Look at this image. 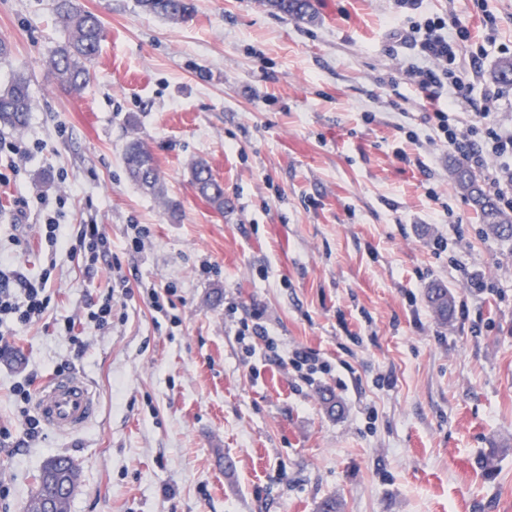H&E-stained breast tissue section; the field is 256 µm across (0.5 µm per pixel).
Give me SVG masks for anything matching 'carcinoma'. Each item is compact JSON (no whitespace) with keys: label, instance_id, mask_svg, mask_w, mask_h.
I'll return each instance as SVG.
<instances>
[{"label":"carcinoma","instance_id":"cac0c4a2","mask_svg":"<svg viewBox=\"0 0 512 512\" xmlns=\"http://www.w3.org/2000/svg\"><path fill=\"white\" fill-rule=\"evenodd\" d=\"M141 11L155 17L185 22L192 16L191 0H137ZM267 5L276 14L298 21L311 22L314 10L311 0H267ZM58 22L67 32V38L51 52L46 65L55 79L72 91H79L90 81L91 69L100 50L103 25L98 16L81 12L72 0H54ZM493 79L503 85H512V58L501 60L493 71ZM32 108L28 77L20 72L13 74L6 84L0 85V126L23 128ZM124 163L130 180L144 192L160 193L159 181L150 148L134 139L126 144ZM192 183L196 191L214 209L224 211V187L213 176L204 162L196 163L192 169ZM453 180L480 211L487 234L500 240L512 239V213L504 211L479 184L471 170L462 162L453 168ZM429 307L437 318L448 322L453 316L454 299L448 289L431 285L425 292ZM79 476L74 462L65 456L47 459L36 477L35 491L31 496L27 512L55 503L72 478Z\"/></svg>","mask_w":512,"mask_h":512}]
</instances>
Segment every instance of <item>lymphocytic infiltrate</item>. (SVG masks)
<instances>
[{
    "instance_id": "lymphocytic-infiltrate-1",
    "label": "lymphocytic infiltrate",
    "mask_w": 512,
    "mask_h": 512,
    "mask_svg": "<svg viewBox=\"0 0 512 512\" xmlns=\"http://www.w3.org/2000/svg\"><path fill=\"white\" fill-rule=\"evenodd\" d=\"M399 21L417 33L416 46L423 65L413 67L414 83L433 106L431 118L438 141L448 146L469 166L483 168L489 157L512 156V131L504 130L489 121L487 113H479L476 122L464 123L459 110L469 104L468 97L479 77V64L471 67L456 62L457 37H468L467 29H459L457 37H449L448 20L442 16L419 14L416 0H398ZM456 92L454 102L440 106L443 88ZM56 209L43 214L40 229L42 242L68 250L81 259L86 270H93L100 259L110 253L108 235L100 224L88 220L65 226L61 219L64 197H57ZM56 268L48 262L39 278L29 279L16 270L0 269V348L8 349L16 326L41 319L47 312L52 296L47 283Z\"/></svg>"
}]
</instances>
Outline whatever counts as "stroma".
<instances>
[{
    "mask_svg": "<svg viewBox=\"0 0 512 512\" xmlns=\"http://www.w3.org/2000/svg\"><path fill=\"white\" fill-rule=\"evenodd\" d=\"M312 2L315 19L299 22L262 0H193L192 19L174 23L136 0H75L105 38L93 80L73 92L45 67L66 37L53 0H0L13 47L0 83L26 72L34 98L27 127L0 137L44 145L0 186V257L39 276V214L62 171L65 223L94 218L112 249L90 273L58 251L47 313L0 355L12 435L26 378L78 376L98 401L76 433L0 446V512H25L42 464L63 454L81 474L68 512H316L330 495L344 512H512V240L485 234L452 179L455 154L429 142L397 0ZM486 3L491 43L474 0L421 10L468 27L459 64L485 48L472 97L512 129V86L492 79L512 57V0ZM133 138L155 157L159 195L125 172ZM198 160L224 186L223 211L191 183ZM473 273L489 292L471 289ZM434 282L455 299L445 324L425 300ZM147 288L163 311L144 303ZM106 294L100 329L86 316ZM68 318L83 347L57 332ZM255 321L276 350L246 348L239 332ZM300 347L329 371L301 379L289 363ZM381 373L389 387L375 386ZM492 447L487 474L475 461Z\"/></svg>",
    "mask_w": 512,
    "mask_h": 512,
    "instance_id": "stroma-1",
    "label": "stroma"
}]
</instances>
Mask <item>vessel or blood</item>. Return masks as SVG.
Listing matches in <instances>:
<instances>
[{"instance_id": "vessel-or-blood-1", "label": "vessel or blood", "mask_w": 512, "mask_h": 512, "mask_svg": "<svg viewBox=\"0 0 512 512\" xmlns=\"http://www.w3.org/2000/svg\"><path fill=\"white\" fill-rule=\"evenodd\" d=\"M36 406L45 423L60 433L82 429L96 414V403L88 385L73 376L48 380L38 392Z\"/></svg>"}]
</instances>
